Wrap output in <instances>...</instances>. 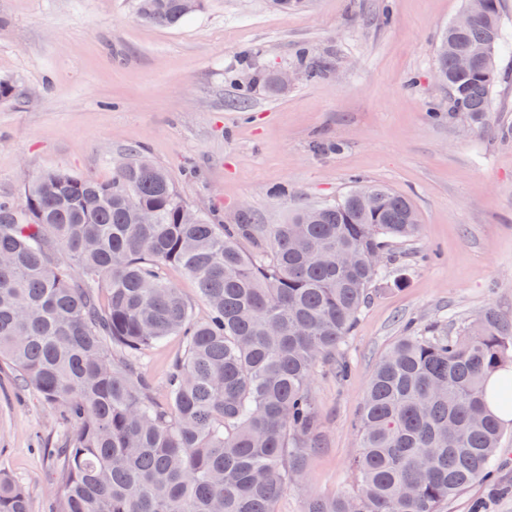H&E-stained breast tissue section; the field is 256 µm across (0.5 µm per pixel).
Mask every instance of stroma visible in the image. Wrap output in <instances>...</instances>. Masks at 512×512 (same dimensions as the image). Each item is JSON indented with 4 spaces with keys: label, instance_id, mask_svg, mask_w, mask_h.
<instances>
[{
    "label": "stroma",
    "instance_id": "obj_1",
    "mask_svg": "<svg viewBox=\"0 0 512 512\" xmlns=\"http://www.w3.org/2000/svg\"><path fill=\"white\" fill-rule=\"evenodd\" d=\"M463 0H205L174 27L146 23L136 0H0V197L51 169L106 181L129 150L164 168L192 207L221 223L284 224L378 184L413 201L420 233L391 243V271L371 287L337 362L310 390L318 446L274 506L351 495L354 429L373 370L405 325L458 335L486 308L512 317V0L508 46L484 126L449 117L434 78L442 31ZM290 70L285 86L258 74ZM64 433L55 411L0 365V467L43 512L55 485L40 442ZM512 512V423L491 478L441 512Z\"/></svg>",
    "mask_w": 512,
    "mask_h": 512
}]
</instances>
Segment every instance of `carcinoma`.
<instances>
[{
  "label": "carcinoma",
  "mask_w": 512,
  "mask_h": 512,
  "mask_svg": "<svg viewBox=\"0 0 512 512\" xmlns=\"http://www.w3.org/2000/svg\"><path fill=\"white\" fill-rule=\"evenodd\" d=\"M448 27L436 71L450 110L483 124L502 42L498 0ZM203 0H137L157 26ZM475 56L462 72L458 52ZM188 205L168 173L133 150L99 181L47 170L20 201L0 200V361L66 427L48 449L49 512H274L315 448L310 381L336 362L390 242L416 236L410 200L360 185L287 224H219ZM256 246L253 254L241 242ZM192 277L210 309L197 321L163 276ZM183 350L155 397L140 371L167 337ZM512 362V320L487 309L459 336L408 328L373 371L357 425L352 496H313L304 512H439L490 477L502 423L484 379ZM0 512H32L0 468Z\"/></svg>",
  "instance_id": "1"
}]
</instances>
